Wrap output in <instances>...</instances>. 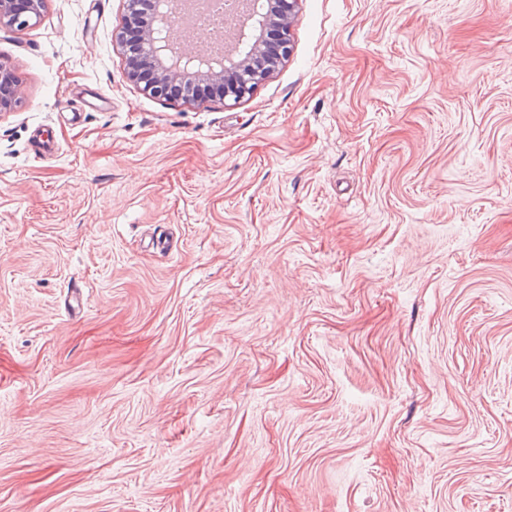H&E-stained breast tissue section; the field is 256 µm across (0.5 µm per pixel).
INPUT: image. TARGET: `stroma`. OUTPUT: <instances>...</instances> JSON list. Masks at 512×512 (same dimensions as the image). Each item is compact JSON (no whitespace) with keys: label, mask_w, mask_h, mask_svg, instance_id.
<instances>
[{"label":"stroma","mask_w":512,"mask_h":512,"mask_svg":"<svg viewBox=\"0 0 512 512\" xmlns=\"http://www.w3.org/2000/svg\"><path fill=\"white\" fill-rule=\"evenodd\" d=\"M124 21L0 24V512H512V0H298L238 101ZM21 94V86L14 82L10 72L0 66V112L9 110Z\"/></svg>","instance_id":"35a3bbf8"}]
</instances>
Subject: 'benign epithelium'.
<instances>
[{
	"label": "benign epithelium",
	"mask_w": 512,
	"mask_h": 512,
	"mask_svg": "<svg viewBox=\"0 0 512 512\" xmlns=\"http://www.w3.org/2000/svg\"><path fill=\"white\" fill-rule=\"evenodd\" d=\"M28 10H13L14 0H0V23L24 28L38 16L43 0H29ZM297 0H267L262 20H255L251 0L243 22L233 37L225 40L224 55L184 49L176 35L171 15L174 4L152 0L153 9L137 46L138 58L153 64L160 83L178 81L192 87L198 82L224 84V97L238 101L266 79L291 51L290 15ZM22 94L12 75L0 66V112L12 107Z\"/></svg>",
	"instance_id": "1"
}]
</instances>
